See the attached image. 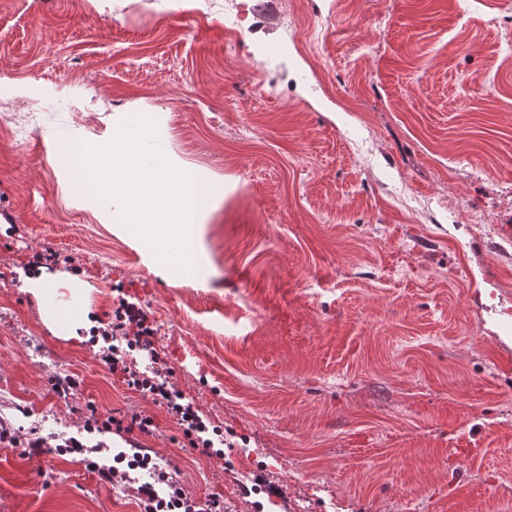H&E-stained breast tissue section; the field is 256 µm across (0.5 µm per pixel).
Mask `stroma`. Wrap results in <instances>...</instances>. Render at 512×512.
Instances as JSON below:
<instances>
[{
	"label": "stroma",
	"instance_id": "obj_1",
	"mask_svg": "<svg viewBox=\"0 0 512 512\" xmlns=\"http://www.w3.org/2000/svg\"><path fill=\"white\" fill-rule=\"evenodd\" d=\"M0 0V420L45 437L79 401L134 410L228 512H512V0ZM153 115L215 187L203 281L175 282L56 161ZM52 251L111 316L146 306L176 389L234 447L185 448L165 407L61 333L25 286ZM467 438L471 450L459 447ZM250 497H243V486ZM0 512H138L82 455L0 449Z\"/></svg>",
	"mask_w": 512,
	"mask_h": 512
}]
</instances>
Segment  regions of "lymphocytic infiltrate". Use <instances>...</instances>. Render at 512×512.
<instances>
[{
    "label": "lymphocytic infiltrate",
    "instance_id": "lymphocytic-infiltrate-1",
    "mask_svg": "<svg viewBox=\"0 0 512 512\" xmlns=\"http://www.w3.org/2000/svg\"><path fill=\"white\" fill-rule=\"evenodd\" d=\"M154 335L153 324L144 307L140 303L120 299L101 333L103 344L97 357L110 372L121 374L129 390L164 406L176 419L189 448L208 457H223V450L217 449L209 436L206 420L193 402L170 383L171 369L155 348ZM137 348L148 352L151 361L149 371H140L135 360L130 357V350ZM80 385L79 377L70 374L54 377L51 381L53 393L69 401L71 413L83 418L84 431L90 434L108 431L123 434L129 444L128 449L112 453L111 462L91 463L90 468L100 483L135 489L140 512H224L223 500L212 496L205 501H198L171 472L138 446V436L150 435L156 430V423L151 416L114 409L105 416H98L94 406L74 404L73 399ZM0 446L22 447L27 456L43 453L58 456L71 453L96 455L107 452L104 443L88 446L74 436L65 439L62 444L52 446L37 432H29L24 437L19 430L2 421Z\"/></svg>",
    "mask_w": 512,
    "mask_h": 512
}]
</instances>
